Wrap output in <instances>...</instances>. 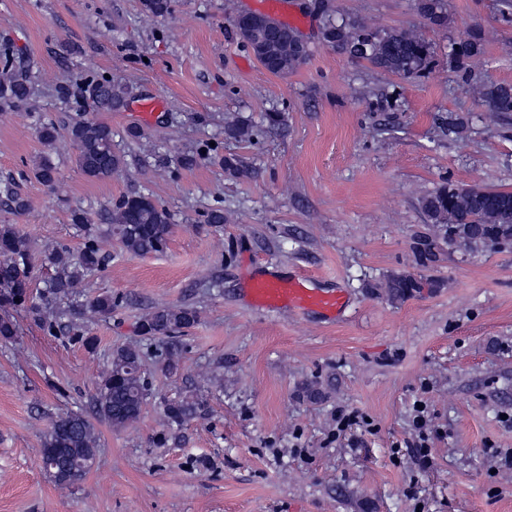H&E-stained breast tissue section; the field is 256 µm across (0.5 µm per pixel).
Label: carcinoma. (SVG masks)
Wrapping results in <instances>:
<instances>
[{
    "label": "carcinoma",
    "mask_w": 512,
    "mask_h": 512,
    "mask_svg": "<svg viewBox=\"0 0 512 512\" xmlns=\"http://www.w3.org/2000/svg\"><path fill=\"white\" fill-rule=\"evenodd\" d=\"M416 12L432 26L448 23V0H413ZM141 11L157 18L172 13L173 0H140ZM300 36L297 28L272 22L267 41L274 47L286 46ZM322 41L339 54L355 61H365L383 72L411 79L426 69L433 55L432 46L413 30H379L350 16L327 15L321 29ZM254 58L274 75L293 73L306 64L311 50L300 57L281 51L261 54L249 48ZM484 52L480 32L457 42L451 48V61L461 72V79L491 110L512 112V84L472 81L467 63ZM59 94L74 100L76 112L69 116L67 134L76 149V163L90 179L112 177L124 164V155L113 145L112 128L88 118L86 108L110 111L124 105L127 90L104 77L85 76L65 78L58 87ZM34 95L32 71L17 65L14 48L0 43V108H18ZM468 119L449 116L441 119L443 135L460 138L466 132ZM39 141L51 146L58 137V126L53 121H39L36 128ZM33 177L42 185L53 188L57 184V166L48 157L34 164ZM0 200L16 210H23L26 202L17 192L11 179L0 180ZM421 210L427 223L442 230V238L422 236L416 239L414 250L423 264L436 260L439 240L454 245L446 234L450 228L465 235L476 247L504 245L512 242V191L488 187L467 190L456 188L447 181L422 198ZM70 221L85 227L95 222L107 225L122 251L133 255H147L163 251L171 233L173 215L151 195L135 192L110 208L92 214L81 208L71 211ZM55 268V277L48 288L36 291L30 275L32 266L31 243L11 224L0 225V340L10 342L17 336L16 324L10 311L27 308L42 317L43 325L51 332L65 330L71 340L85 348H95V338L83 319V311L112 317L120 299L110 294L95 297L85 310H69L68 324L57 321V308L69 299L81 280L105 267L110 256L102 252L94 231L88 229L82 247L73 251L58 244L45 254ZM390 296L404 299L423 287V283L407 276H392L387 280ZM199 321L198 311L190 306H167L145 316L138 327L139 335L150 341L148 347L122 346L112 350L106 368L100 376L91 397L92 413L114 428H124L137 421L147 401L148 383L142 371L143 358L151 355L164 372L176 374L181 369V338L185 330ZM205 403L193 390L181 393L163 404L165 417L178 426L204 414ZM99 437L91 420L82 414L66 413L53 419L42 438V458L45 470L65 477H53L59 485H71L91 469L97 458Z\"/></svg>",
    "instance_id": "carcinoma-1"
}]
</instances>
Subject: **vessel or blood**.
Listing matches in <instances>:
<instances>
[{
    "mask_svg": "<svg viewBox=\"0 0 512 512\" xmlns=\"http://www.w3.org/2000/svg\"><path fill=\"white\" fill-rule=\"evenodd\" d=\"M252 301L268 310L292 308L332 320L345 308L343 292L312 287L306 280L276 276L260 277L249 288Z\"/></svg>",
    "mask_w": 512,
    "mask_h": 512,
    "instance_id": "vessel-or-blood-1",
    "label": "vessel or blood"
}]
</instances>
